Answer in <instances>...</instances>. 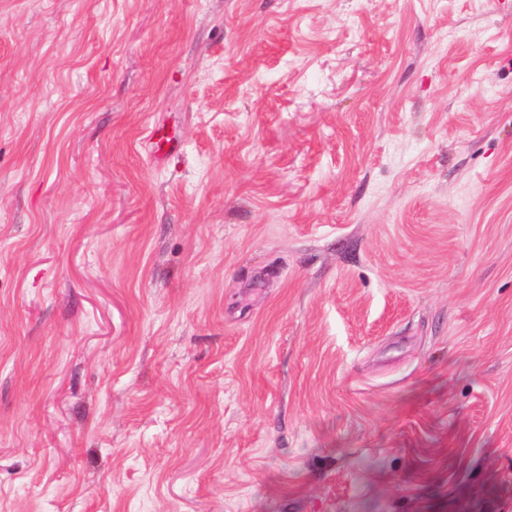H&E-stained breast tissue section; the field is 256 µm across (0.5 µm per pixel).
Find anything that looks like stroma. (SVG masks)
Segmentation results:
<instances>
[{"label":"stroma","instance_id":"stroma-1","mask_svg":"<svg viewBox=\"0 0 512 512\" xmlns=\"http://www.w3.org/2000/svg\"><path fill=\"white\" fill-rule=\"evenodd\" d=\"M0 512H512V0H0Z\"/></svg>","mask_w":512,"mask_h":512}]
</instances>
